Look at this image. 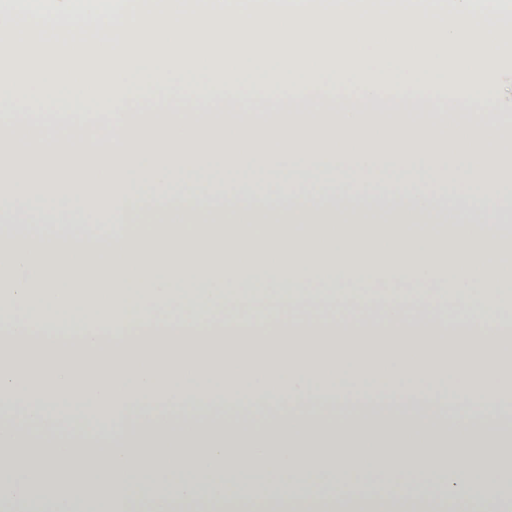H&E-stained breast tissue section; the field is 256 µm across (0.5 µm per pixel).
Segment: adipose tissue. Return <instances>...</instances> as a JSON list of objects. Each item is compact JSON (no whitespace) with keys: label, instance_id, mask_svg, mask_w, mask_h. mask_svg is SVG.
<instances>
[{"label":"adipose tissue","instance_id":"adipose-tissue-1","mask_svg":"<svg viewBox=\"0 0 512 512\" xmlns=\"http://www.w3.org/2000/svg\"><path fill=\"white\" fill-rule=\"evenodd\" d=\"M328 166L395 193L321 192L302 171ZM459 171L467 205L438 201L427 180ZM296 194L214 198L207 182L174 194L168 178L101 181L110 231H72L80 187L45 189L58 207L33 224L15 206L0 234V512H512L498 491L512 438L473 427L386 420L281 419L204 428L220 394L243 415L259 393L324 392L455 399L489 406L512 395L499 354L512 339V260L498 198L512 155L387 156L281 163ZM453 306L439 314L438 286ZM373 301L376 316L300 317L336 302ZM36 404H27L29 395ZM180 402L178 425L161 402ZM24 406L39 428L63 410L122 421L118 437L44 444L8 420ZM32 456L25 473L17 455ZM480 471L474 500L461 471Z\"/></svg>","mask_w":512,"mask_h":512}]
</instances>
